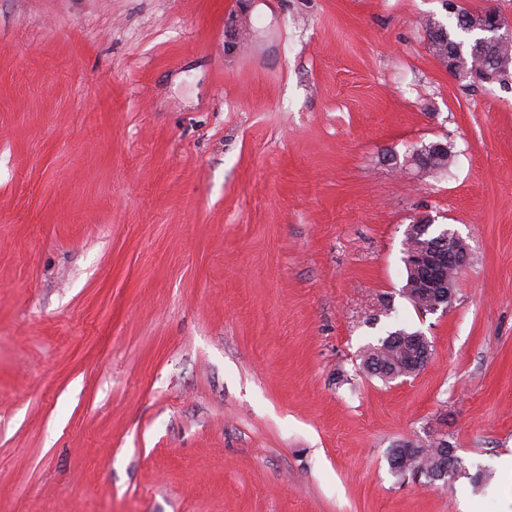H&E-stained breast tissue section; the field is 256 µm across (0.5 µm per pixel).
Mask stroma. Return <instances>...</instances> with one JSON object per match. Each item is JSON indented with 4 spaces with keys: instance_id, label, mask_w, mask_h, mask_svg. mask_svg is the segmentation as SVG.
Returning <instances> with one entry per match:
<instances>
[{
    "instance_id": "35a3bbf8",
    "label": "stroma",
    "mask_w": 512,
    "mask_h": 512,
    "mask_svg": "<svg viewBox=\"0 0 512 512\" xmlns=\"http://www.w3.org/2000/svg\"><path fill=\"white\" fill-rule=\"evenodd\" d=\"M462 8L512 22L0 0V512H512V79L432 56ZM419 220L468 246L450 308L403 292ZM400 328L427 364L369 373ZM435 438L452 478L393 474Z\"/></svg>"
}]
</instances>
